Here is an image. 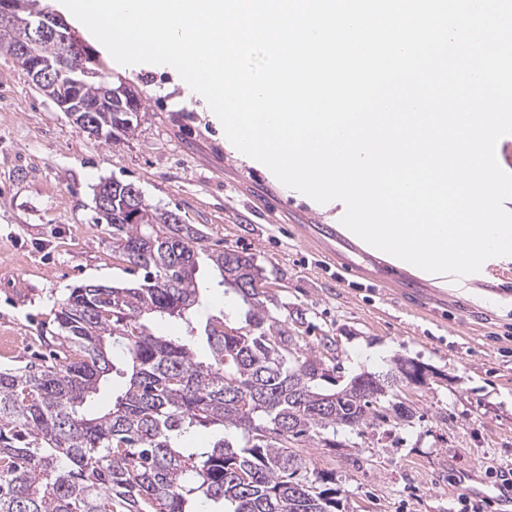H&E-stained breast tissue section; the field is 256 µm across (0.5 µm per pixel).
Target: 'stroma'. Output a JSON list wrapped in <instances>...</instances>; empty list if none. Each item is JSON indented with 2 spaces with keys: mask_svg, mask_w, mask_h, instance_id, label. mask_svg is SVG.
<instances>
[{
  "mask_svg": "<svg viewBox=\"0 0 512 512\" xmlns=\"http://www.w3.org/2000/svg\"><path fill=\"white\" fill-rule=\"evenodd\" d=\"M100 56L112 83L141 102L116 143L72 122L0 48V370L55 351L59 303L74 286L139 282L114 259L93 200L102 181L131 183L204 229L211 249L254 257L273 315L300 357L323 361L326 388L398 357L430 368L425 385L393 391L408 421H389L386 406L375 425L337 432L335 446L299 443L335 474L343 512H459V478L473 471L491 487L512 473V262L466 288L395 268L339 230L342 202L316 203L229 150L218 118L173 67ZM217 278L200 258L210 313L246 328Z\"/></svg>",
  "mask_w": 512,
  "mask_h": 512,
  "instance_id": "stroma-1",
  "label": "stroma"
}]
</instances>
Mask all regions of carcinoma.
Here are the masks:
<instances>
[{"label":"carcinoma","instance_id":"1","mask_svg":"<svg viewBox=\"0 0 512 512\" xmlns=\"http://www.w3.org/2000/svg\"><path fill=\"white\" fill-rule=\"evenodd\" d=\"M99 123L117 142L133 129L122 112ZM112 185V252L127 270L144 271L132 287L86 283L59 303L58 339L70 361L0 371V512H336L335 476L289 447L323 432L373 423L374 405L403 382L400 367L361 373L326 392L317 359L295 356L292 337L272 317L265 275L254 257L209 251L207 236L147 203L129 185ZM133 206L136 217L127 212ZM217 267V286L246 307L252 329L225 332L212 315L198 358L191 337L164 336L158 319L193 325L202 291L200 255ZM123 380L112 404L91 416L87 399L110 377ZM240 433L208 448H189L199 427Z\"/></svg>","mask_w":512,"mask_h":512}]
</instances>
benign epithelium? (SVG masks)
<instances>
[{
	"mask_svg": "<svg viewBox=\"0 0 512 512\" xmlns=\"http://www.w3.org/2000/svg\"><path fill=\"white\" fill-rule=\"evenodd\" d=\"M15 27L21 29V37L9 45V50L25 61L32 86L53 91L50 99L90 134L112 138V131L98 123V112H124L129 117L138 112V97L124 88L106 86L93 100L83 97L85 77L95 73L97 57L88 49L78 48L80 39L60 16L42 11L22 19L15 0H0V29ZM41 45H51L54 51L42 53L37 50Z\"/></svg>",
	"mask_w": 512,
	"mask_h": 512,
	"instance_id": "benign-epithelium-1",
	"label": "benign epithelium"
}]
</instances>
